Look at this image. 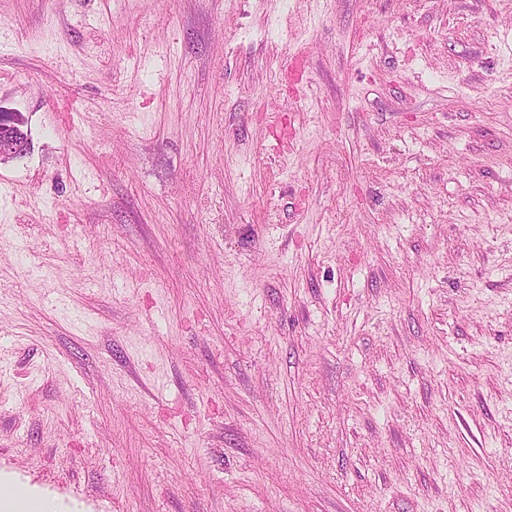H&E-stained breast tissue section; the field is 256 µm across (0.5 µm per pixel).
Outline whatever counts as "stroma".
<instances>
[{
    "label": "stroma",
    "mask_w": 512,
    "mask_h": 512,
    "mask_svg": "<svg viewBox=\"0 0 512 512\" xmlns=\"http://www.w3.org/2000/svg\"><path fill=\"white\" fill-rule=\"evenodd\" d=\"M0 109V480L512 512V0H0ZM24 121L18 112H1L0 113V156L14 157L15 152L20 149L13 141L19 127Z\"/></svg>",
    "instance_id": "1"
}]
</instances>
